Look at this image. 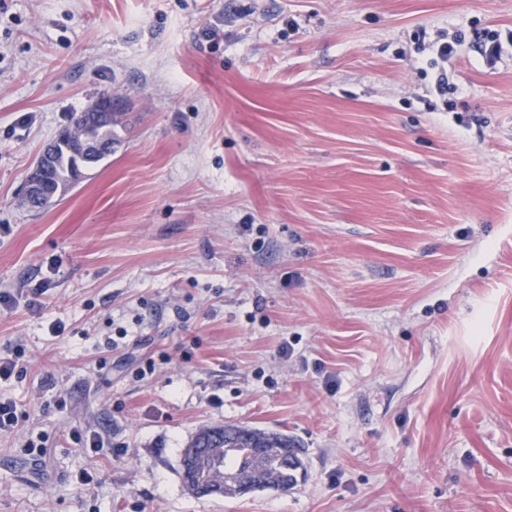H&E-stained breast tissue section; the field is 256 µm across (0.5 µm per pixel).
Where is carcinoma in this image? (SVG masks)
<instances>
[{
  "instance_id": "obj_1",
  "label": "carcinoma",
  "mask_w": 512,
  "mask_h": 512,
  "mask_svg": "<svg viewBox=\"0 0 512 512\" xmlns=\"http://www.w3.org/2000/svg\"><path fill=\"white\" fill-rule=\"evenodd\" d=\"M87 119L82 112H75L70 126L63 130L67 137L83 134ZM75 159L66 148L59 150L55 167L50 174V184L38 208L43 209L55 202L56 193L72 185ZM266 431L236 424L204 428L191 441L190 447L201 449L195 466L213 481L226 485L227 496H234L233 485L245 475L259 484H274L283 491L294 488L300 472L285 466L282 449L295 447L296 441L284 433L277 434L278 446L266 451L261 438Z\"/></svg>"
}]
</instances>
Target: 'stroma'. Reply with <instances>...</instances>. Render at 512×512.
I'll return each mask as SVG.
<instances>
[{"label": "stroma", "mask_w": 512, "mask_h": 512, "mask_svg": "<svg viewBox=\"0 0 512 512\" xmlns=\"http://www.w3.org/2000/svg\"><path fill=\"white\" fill-rule=\"evenodd\" d=\"M5 2L0 512H512V0ZM105 92L111 154L22 207ZM227 423L295 439L297 486L191 493ZM435 57L430 60V65L437 68L438 76L436 86L439 91L448 87V73L444 64L448 63V58L453 57L457 52V43L454 40H448L441 37L432 44ZM84 112L93 114L97 120L108 121L112 120V112H115V109L112 100L99 97L82 112L73 113L70 125L61 132L67 136L68 139L70 137L80 136L85 132L88 121L84 116ZM71 127L72 130H70ZM25 350L21 346H17L6 356L0 355V379H9L13 375L21 377L24 372V366L19 364V359L23 357ZM69 435L75 444L81 445L84 448L102 450L103 448L107 447L109 448V451H111V454L112 450L116 454L121 452L119 448H112V445L105 446L102 435L96 431L73 426L69 430Z\"/></svg>", "instance_id": "35a3bbf8"}]
</instances>
